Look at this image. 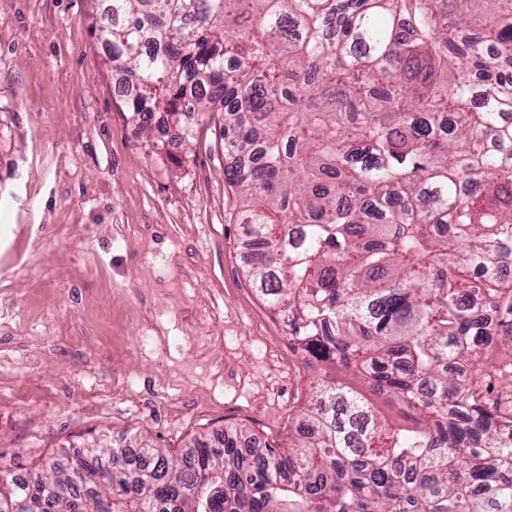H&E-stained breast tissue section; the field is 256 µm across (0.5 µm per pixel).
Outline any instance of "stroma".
<instances>
[{
  "instance_id": "1",
  "label": "stroma",
  "mask_w": 512,
  "mask_h": 512,
  "mask_svg": "<svg viewBox=\"0 0 512 512\" xmlns=\"http://www.w3.org/2000/svg\"><path fill=\"white\" fill-rule=\"evenodd\" d=\"M102 0H0V464L229 425L287 446L312 372L244 272L214 120L139 132Z\"/></svg>"
}]
</instances>
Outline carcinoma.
<instances>
[{
	"label": "carcinoma",
	"mask_w": 512,
	"mask_h": 512,
	"mask_svg": "<svg viewBox=\"0 0 512 512\" xmlns=\"http://www.w3.org/2000/svg\"><path fill=\"white\" fill-rule=\"evenodd\" d=\"M475 1L489 7L476 12ZM138 128L221 139L246 273L315 373L288 447L230 426L0 465L25 512H512V0H105ZM397 409L388 421L371 397ZM496 336H492V345H498L500 347L501 353L499 354L497 364L500 369L503 371L504 376H500L499 380L496 381L495 391L491 395L493 399L495 395H502L503 399L506 400L508 398L509 401L512 400V358L507 356L505 353L508 350V341L505 340L510 335V330L507 328H497ZM511 372V374H510ZM506 393H509L510 396H507Z\"/></svg>",
	"instance_id": "cac0c4a2"
}]
</instances>
